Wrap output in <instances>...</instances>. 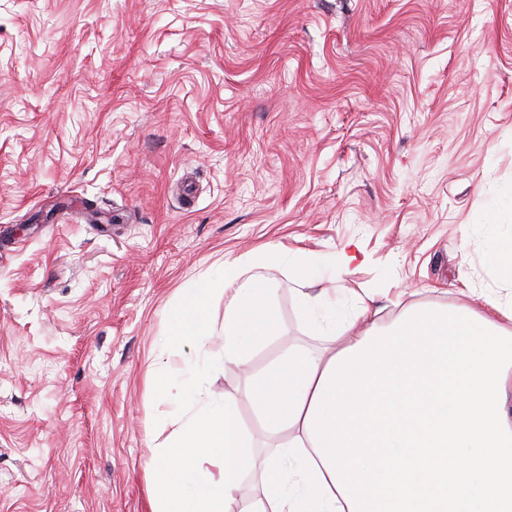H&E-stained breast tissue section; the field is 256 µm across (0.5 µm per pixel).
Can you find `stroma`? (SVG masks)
Returning a JSON list of instances; mask_svg holds the SVG:
<instances>
[{"label":"stroma","instance_id":"stroma-1","mask_svg":"<svg viewBox=\"0 0 512 512\" xmlns=\"http://www.w3.org/2000/svg\"><path fill=\"white\" fill-rule=\"evenodd\" d=\"M511 197L512 0H0V512H150L194 279L275 252V335L203 381L261 439L253 373L356 295L388 290L383 324L512 299ZM303 260L335 315L303 313ZM488 262L495 278L512 288V237L499 240L489 253Z\"/></svg>","mask_w":512,"mask_h":512}]
</instances>
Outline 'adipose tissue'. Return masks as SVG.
Here are the masks:
<instances>
[{
    "mask_svg": "<svg viewBox=\"0 0 512 512\" xmlns=\"http://www.w3.org/2000/svg\"><path fill=\"white\" fill-rule=\"evenodd\" d=\"M270 254L224 263V347L213 353L206 281L187 290L163 349L195 348L159 395L186 411L153 449L152 512H512V304L413 306L387 326L375 294L360 297L339 345L292 347L255 374L251 397L269 437L287 433L266 461L232 399L204 395L203 379L245 362L274 335V290L251 276ZM259 493L236 504L242 473Z\"/></svg>",
    "mask_w": 512,
    "mask_h": 512,
    "instance_id": "adipose-tissue-1",
    "label": "adipose tissue"
}]
</instances>
